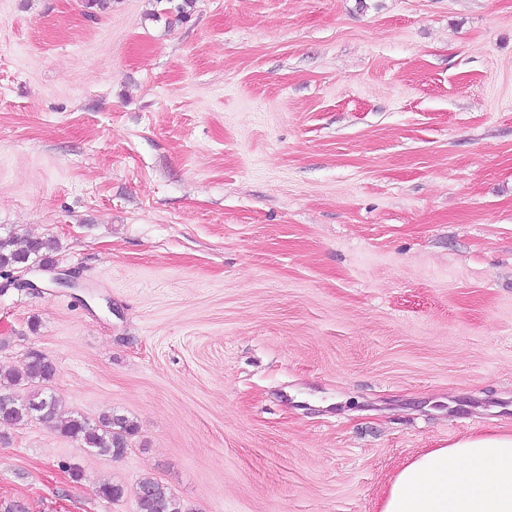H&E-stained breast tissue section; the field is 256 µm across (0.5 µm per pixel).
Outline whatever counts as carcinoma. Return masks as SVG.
<instances>
[{
	"mask_svg": "<svg viewBox=\"0 0 512 512\" xmlns=\"http://www.w3.org/2000/svg\"><path fill=\"white\" fill-rule=\"evenodd\" d=\"M54 248L55 241L51 239H21L11 232L0 234V276L7 277L26 266L46 264L43 252ZM55 372L54 363L46 355L31 351L21 367L5 375L0 373V423L22 426L37 420L78 440L91 452L122 457L127 451L128 438L137 429L136 423L112 411L94 420L64 412L62 400L50 388ZM20 386L28 387L23 396L16 392ZM96 492L108 501L125 495L123 486L109 481L100 483ZM137 499L140 512H184L183 506L153 479L139 482Z\"/></svg>",
	"mask_w": 512,
	"mask_h": 512,
	"instance_id": "carcinoma-1",
	"label": "carcinoma"
}]
</instances>
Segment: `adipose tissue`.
Returning a JSON list of instances; mask_svg holds the SVG:
<instances>
[{
    "mask_svg": "<svg viewBox=\"0 0 512 512\" xmlns=\"http://www.w3.org/2000/svg\"><path fill=\"white\" fill-rule=\"evenodd\" d=\"M378 512H512V433L414 456L390 480Z\"/></svg>",
    "mask_w": 512,
    "mask_h": 512,
    "instance_id": "obj_1",
    "label": "adipose tissue"
}]
</instances>
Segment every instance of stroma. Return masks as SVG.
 Here are the masks:
<instances>
[{"instance_id": "1", "label": "stroma", "mask_w": 512, "mask_h": 512, "mask_svg": "<svg viewBox=\"0 0 512 512\" xmlns=\"http://www.w3.org/2000/svg\"><path fill=\"white\" fill-rule=\"evenodd\" d=\"M0 227L84 284L0 368L138 425L1 426L0 512H378L512 431V0H0ZM139 512H185L183 506L158 481L144 479L137 486Z\"/></svg>"}]
</instances>
